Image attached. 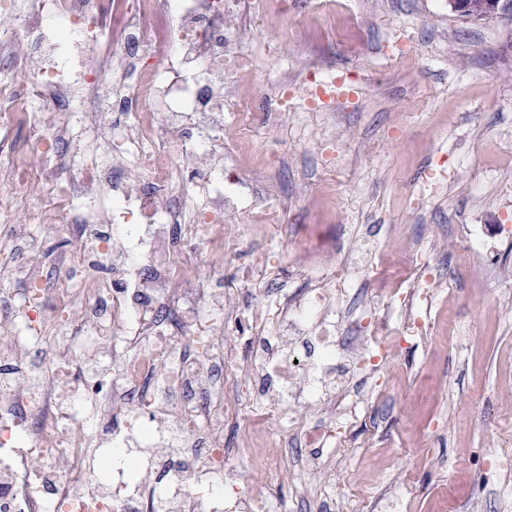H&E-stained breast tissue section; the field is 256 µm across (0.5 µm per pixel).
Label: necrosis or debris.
Here are the masks:
<instances>
[{
	"label": "necrosis or debris",
	"instance_id": "4bbe7bcc",
	"mask_svg": "<svg viewBox=\"0 0 512 512\" xmlns=\"http://www.w3.org/2000/svg\"><path fill=\"white\" fill-rule=\"evenodd\" d=\"M256 9L0 0V512H293L295 497L245 479L224 424L328 405L336 291L253 320L264 387L249 396L224 291L191 278L198 255L240 250L222 227L239 175L223 162L224 112L262 113L225 91ZM23 124L34 134L21 155ZM32 224L62 225L63 245L47 251ZM432 267L417 257L414 291H391L401 336L428 331L413 306L432 297ZM391 321L388 309L350 321L371 350L353 372L387 356ZM308 331L315 354L301 360L285 342Z\"/></svg>",
	"mask_w": 512,
	"mask_h": 512
}]
</instances>
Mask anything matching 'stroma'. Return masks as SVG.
<instances>
[{"label": "stroma", "instance_id": "1", "mask_svg": "<svg viewBox=\"0 0 512 512\" xmlns=\"http://www.w3.org/2000/svg\"><path fill=\"white\" fill-rule=\"evenodd\" d=\"M314 2L285 11L262 0L244 47L255 68L238 91L260 104L289 80L294 110L277 123L225 120L224 160L239 164L242 208L224 231L244 247L198 274L237 289L238 308H260L316 287L310 268L352 257L344 273L354 292L336 299L340 336L357 308L382 311L416 256L446 269L419 308L428 335L395 345L376 374L338 380L359 416L305 407L294 426L266 416V433L288 435V477L248 478L277 492L304 479L299 512L333 498L370 512H512V470L476 483L477 460L512 451V18L467 21L446 0ZM313 63L345 90L333 106L308 96ZM427 169L436 182L423 193L416 183ZM255 200L287 201L288 214L253 223ZM460 240L478 262L453 259ZM335 421L348 425L346 451L304 473L305 434Z\"/></svg>", "mask_w": 512, "mask_h": 512}]
</instances>
